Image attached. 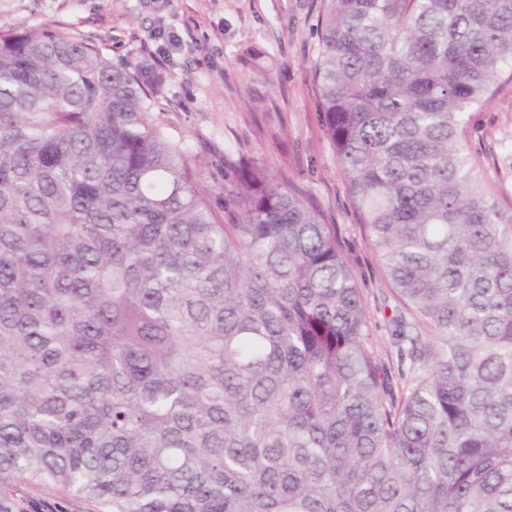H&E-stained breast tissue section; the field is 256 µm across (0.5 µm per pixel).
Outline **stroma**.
Instances as JSON below:
<instances>
[{
    "instance_id": "obj_1",
    "label": "stroma",
    "mask_w": 512,
    "mask_h": 512,
    "mask_svg": "<svg viewBox=\"0 0 512 512\" xmlns=\"http://www.w3.org/2000/svg\"><path fill=\"white\" fill-rule=\"evenodd\" d=\"M320 0H0V27L50 28L100 45L114 62L156 68L152 120L200 160L216 203L224 157L268 165L308 191L338 224L371 323L369 344L395 354L393 304L324 135L313 60ZM468 147L512 210V80L470 113ZM22 512H97L55 489L15 484Z\"/></svg>"
}]
</instances>
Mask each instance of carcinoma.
Here are the masks:
<instances>
[{
  "instance_id": "1",
  "label": "carcinoma",
  "mask_w": 512,
  "mask_h": 512,
  "mask_svg": "<svg viewBox=\"0 0 512 512\" xmlns=\"http://www.w3.org/2000/svg\"><path fill=\"white\" fill-rule=\"evenodd\" d=\"M512 0H322L325 137L395 300L400 385L336 225L260 162L231 206L159 74L0 28V512H512V212L466 151ZM25 512H97L94 503L68 496L56 489L38 488L26 483H16L11 492Z\"/></svg>"
}]
</instances>
